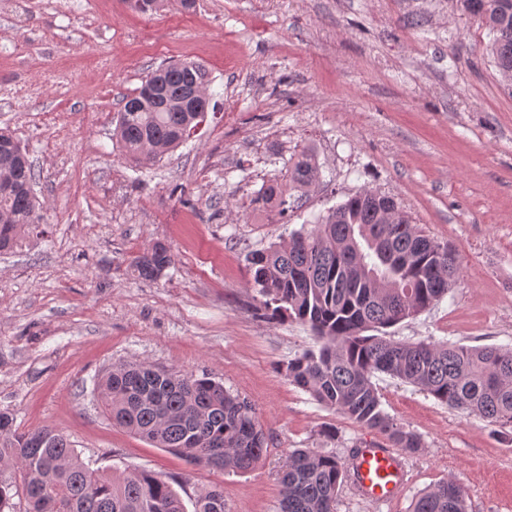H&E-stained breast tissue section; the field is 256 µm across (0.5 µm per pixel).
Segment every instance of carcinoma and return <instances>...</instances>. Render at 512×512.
<instances>
[{"label":"carcinoma","mask_w":512,"mask_h":512,"mask_svg":"<svg viewBox=\"0 0 512 512\" xmlns=\"http://www.w3.org/2000/svg\"><path fill=\"white\" fill-rule=\"evenodd\" d=\"M488 30L487 50L499 72H512V0H457ZM161 90H146L153 77ZM209 85L205 67L165 63L142 81L118 111L113 138L129 160L147 164L181 145L198 116L178 101L192 84ZM13 177L0 188V252L41 221L33 191L36 173L11 149H0V171ZM310 150L296 155L288 187H264V208L288 211L286 190L300 192L316 179ZM394 198L368 199L362 190L336 205L309 232H294L249 259L252 284L265 310L312 331L319 344L282 365L290 382L318 403L378 432L405 453L424 448L419 434L382 408L377 374L413 385L438 402L496 428L512 442V348L451 342L395 341L381 335L425 312L448 293L460 272L454 248L429 238L409 221L387 224L382 211ZM171 259L161 243L133 258V273L160 278ZM96 401L113 423L140 438L211 469L245 472L262 459L266 436L254 407L208 376H183L142 364L113 368L100 381ZM358 449L346 459L297 448L288 454L281 482V512H335L341 487L355 480ZM21 472L28 512H185L170 482L149 472L105 474L85 464L69 439L44 426L19 431L0 412V460ZM411 512H468L464 490L442 482L414 500Z\"/></svg>","instance_id":"carcinoma-1"}]
</instances>
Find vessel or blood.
<instances>
[{
  "label": "vessel or blood",
  "mask_w": 512,
  "mask_h": 512,
  "mask_svg": "<svg viewBox=\"0 0 512 512\" xmlns=\"http://www.w3.org/2000/svg\"><path fill=\"white\" fill-rule=\"evenodd\" d=\"M356 467V483L365 498L384 503L402 494L406 472L394 449L365 446L358 452Z\"/></svg>",
  "instance_id": "b4317fda"
}]
</instances>
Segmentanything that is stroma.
Instances as JSON below:
<instances>
[{
    "mask_svg": "<svg viewBox=\"0 0 512 512\" xmlns=\"http://www.w3.org/2000/svg\"><path fill=\"white\" fill-rule=\"evenodd\" d=\"M488 41L456 0H198L190 11L168 0L146 15L126 0H0V129L27 149L44 204L43 224L0 252V411L23 431L59 430L92 468L177 480L185 504L221 488L225 512H280L292 449L345 458L385 445L289 383L282 364L316 341L263 316L249 258L349 194L394 196L462 267L438 304L388 336L512 347V82ZM183 59L206 68L214 108L174 152L134 165L112 137L121 101ZM305 148L315 184L285 214L259 207ZM158 242L164 275L133 276V256ZM133 363L204 374L249 401L262 460L213 471L113 426L96 384ZM375 383L424 447L401 456L399 498L376 504L348 483L336 512H410L446 480L469 512H512L511 442L412 385Z\"/></svg>",
    "mask_w": 512,
    "mask_h": 512,
    "instance_id": "1",
    "label": "stroma"
}]
</instances>
